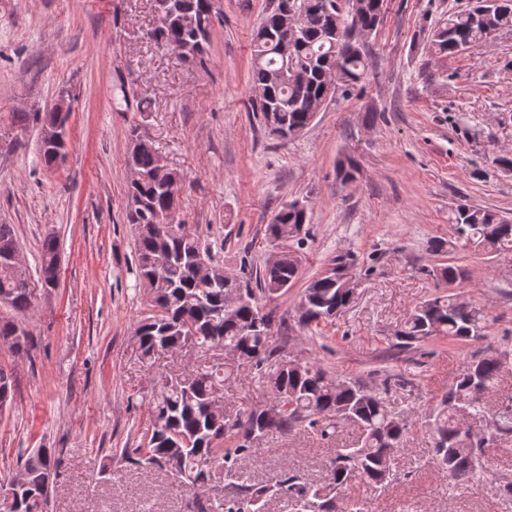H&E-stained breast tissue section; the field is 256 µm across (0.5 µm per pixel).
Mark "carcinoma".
Here are the masks:
<instances>
[{
  "instance_id": "cac0c4a2",
  "label": "carcinoma",
  "mask_w": 512,
  "mask_h": 512,
  "mask_svg": "<svg viewBox=\"0 0 512 512\" xmlns=\"http://www.w3.org/2000/svg\"><path fill=\"white\" fill-rule=\"evenodd\" d=\"M337 0H276L252 39L253 111L258 113L269 134L286 139L315 120L328 97L333 69L341 67L348 80L358 82L364 75V49L357 34H370L383 21L384 0H357L354 13L342 19L336 8L326 5ZM291 4L297 17V37L284 46L288 31L283 25V7ZM174 8L164 15L151 37L172 49L183 50L187 62L203 63L210 31L216 15L215 0H172ZM512 30V0H468V5L448 13L429 33L431 55L436 58L460 54L490 42L499 31ZM54 124L66 120L55 112L18 115L21 124L29 120ZM127 160L144 175L130 183L127 221L134 226L137 276L150 312L138 322L137 343L145 358L161 349L177 346L194 337L200 350L215 342L235 355V361L255 369L272 391L281 397L277 416L249 412L231 417L208 409L213 394L224 388L236 366L196 368L190 376L177 375L153 387L148 406L155 418L144 446L135 449L132 462L143 467L168 471L180 483L194 490L192 512H264L270 492L296 496V512H354L356 505L344 500L348 483L360 479L376 488L394 480L393 455L388 449H401L406 441L409 420L391 408L385 393L391 377L383 380L384 392L367 389L356 381L333 376L312 361L286 360L274 345L273 312L262 299L288 292L299 279L298 259L288 252L271 255L256 275L243 273V297L225 316L227 290L231 278L211 248L186 224L165 223L171 200L163 190L167 178H183L170 169L156 174L157 152L152 143L131 128ZM64 146L39 142V155L52 168L63 156ZM359 168L346 157L336 167V178L350 183ZM454 239L433 242L440 252L462 245L482 249L496 256L512 255V221L487 208L459 204L450 211ZM308 223L306 208L292 201L283 205L265 225V236L274 243L285 226ZM209 258L214 269L208 281L197 278L193 266L199 255ZM59 243L47 234L41 243L39 274L42 287H57ZM436 280L449 289L465 279L460 266L440 265L433 270ZM353 288L329 275L310 279L301 292L298 323L302 328L317 327L334 317L350 303ZM33 290L20 285L0 263V302L24 313L34 308ZM488 312L460 301L452 292L438 294L418 305L404 327L397 332L393 353L414 350L430 338L459 341L485 336ZM13 321H0V339L16 338L15 348L29 347V335L17 334ZM512 364V350L490 349L473 355L460 369L444 395L440 407L430 415L428 426L433 451L448 480L456 487L467 485L482 467L485 448L503 437L512 436V396L491 400L503 371ZM493 418L494 436L480 439L466 426V420ZM265 429V435L286 434L303 427L323 438L332 436L342 425L357 429L354 444L336 449L323 483L304 487L296 477L287 476L274 488L242 479V467L251 457L253 441L247 427ZM59 459L51 448H34L22 464L24 488L13 501H0V512H47L50 491L44 487L47 470L57 469ZM208 483L230 487V495L214 501L201 495Z\"/></svg>"
}]
</instances>
